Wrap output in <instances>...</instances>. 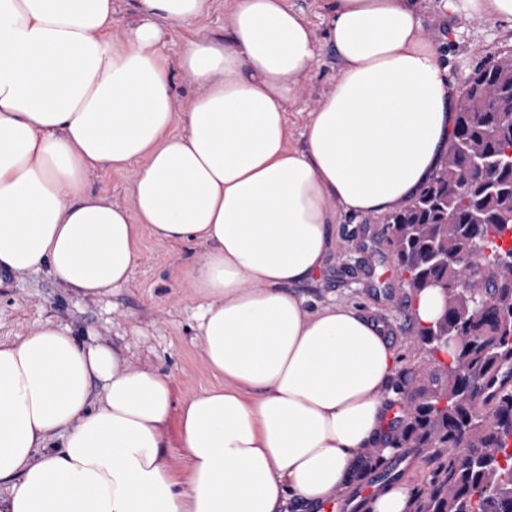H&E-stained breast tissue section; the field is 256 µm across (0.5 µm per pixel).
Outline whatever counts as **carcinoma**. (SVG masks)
Wrapping results in <instances>:
<instances>
[{
	"label": "carcinoma",
	"instance_id": "carcinoma-1",
	"mask_svg": "<svg viewBox=\"0 0 512 512\" xmlns=\"http://www.w3.org/2000/svg\"><path fill=\"white\" fill-rule=\"evenodd\" d=\"M469 86L435 171L387 215L404 287L415 297L444 284V313L413 337L446 355L437 387L403 370V424L388 441L428 454L414 512H512V385L486 395L495 378L512 379V55L481 61Z\"/></svg>",
	"mask_w": 512,
	"mask_h": 512
}]
</instances>
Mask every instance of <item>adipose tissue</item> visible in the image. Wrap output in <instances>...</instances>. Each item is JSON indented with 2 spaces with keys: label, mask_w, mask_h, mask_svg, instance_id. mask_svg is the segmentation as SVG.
Returning <instances> with one entry per match:
<instances>
[{
  "label": "adipose tissue",
  "mask_w": 512,
  "mask_h": 512,
  "mask_svg": "<svg viewBox=\"0 0 512 512\" xmlns=\"http://www.w3.org/2000/svg\"><path fill=\"white\" fill-rule=\"evenodd\" d=\"M232 3L224 38L170 57L164 25L210 0H139L120 39L112 0H0V268L97 297L127 282L141 228L194 242L198 336L223 379L176 398L50 319L0 341V512H317L380 435L393 350L356 308L309 310L297 288L338 212L389 213L426 182L459 94L415 0H323L322 37L288 0ZM326 46L341 69L295 149L288 107ZM176 71L197 89L183 113ZM135 163L131 205L89 192L93 171Z\"/></svg>",
  "instance_id": "1"
}]
</instances>
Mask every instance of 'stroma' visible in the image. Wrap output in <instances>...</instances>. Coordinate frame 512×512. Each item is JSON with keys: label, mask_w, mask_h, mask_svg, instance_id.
I'll list each match as a JSON object with an SVG mask.
<instances>
[{"label": "stroma", "mask_w": 512, "mask_h": 512, "mask_svg": "<svg viewBox=\"0 0 512 512\" xmlns=\"http://www.w3.org/2000/svg\"><path fill=\"white\" fill-rule=\"evenodd\" d=\"M425 35L447 55L450 78L462 87L482 60L512 50V25L470 19L448 11L446 0H419ZM230 0H212L211 8L193 25L171 27L165 49L175 54L194 34L220 35L228 23ZM339 71L332 48L314 62L305 88L288 113V142L303 145V127L318 101L331 89ZM139 170L92 173L89 190L131 205V188ZM335 245L313 282L300 286L310 308L330 304L352 306L380 324L398 363L412 367L417 384L431 383L436 364L410 342L413 307L407 304L401 273L391 255L383 217L338 215ZM194 244L168 242L141 229L138 260L127 285L99 297H80L45 270L0 271V341L22 339L51 319L75 335H93L113 345L136 367H152L172 379L178 396L203 392L216 385L196 335L200 305L187 275Z\"/></svg>", "instance_id": "stroma-1"}]
</instances>
